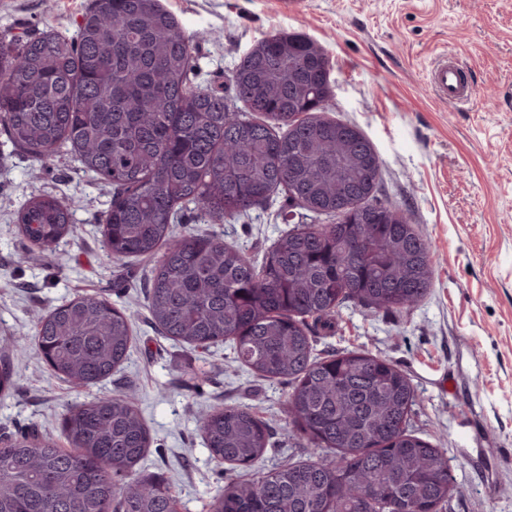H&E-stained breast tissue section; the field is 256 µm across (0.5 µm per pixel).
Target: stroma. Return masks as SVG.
Returning <instances> with one entry per match:
<instances>
[{"instance_id": "obj_1", "label": "stroma", "mask_w": 512, "mask_h": 512, "mask_svg": "<svg viewBox=\"0 0 512 512\" xmlns=\"http://www.w3.org/2000/svg\"><path fill=\"white\" fill-rule=\"evenodd\" d=\"M191 40L195 80L227 90L240 60L277 31L308 35L331 67L328 115L359 129L381 161L378 197L423 232L435 264L429 294L402 315L347 304L318 356L363 350L401 368L417 393L411 423L442 448L459 493L453 512H512V0H161ZM91 0H0V38L51 29L75 34ZM469 70L472 102L440 103L428 74L441 55ZM67 200L75 232L54 255L25 261L16 215L31 194ZM106 184L64 154L48 166L7 148L0 134V340L29 336L46 311L77 294L108 298L132 317L128 359L90 388L53 377L34 347L11 352L16 387L0 398V438L58 430L68 405L127 396L149 429L141 471L173 487L182 512H209L248 469L211 459L201 409L253 407L272 437L270 469L307 459L284 412L288 383L262 379L230 344L191 350L160 336L146 308L153 263L108 261L100 218ZM288 199L273 195L247 216L181 225L214 233L261 260L288 231Z\"/></svg>"}]
</instances>
